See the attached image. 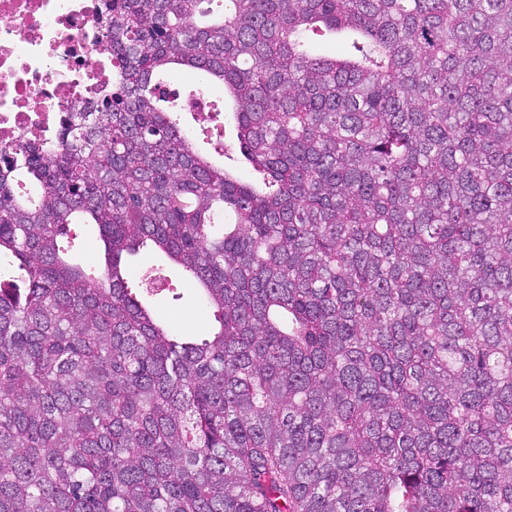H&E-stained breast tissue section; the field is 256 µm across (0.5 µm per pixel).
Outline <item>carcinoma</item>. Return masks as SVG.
<instances>
[{
    "label": "carcinoma",
    "instance_id": "cac0c4a2",
    "mask_svg": "<svg viewBox=\"0 0 512 512\" xmlns=\"http://www.w3.org/2000/svg\"><path fill=\"white\" fill-rule=\"evenodd\" d=\"M96 24L112 98L0 166V512H512V0H111ZM174 66L233 99L263 187L159 111ZM78 221L96 279L61 245ZM146 241L210 338L129 290ZM69 236V254L78 262L98 259L103 262V243L94 224H73Z\"/></svg>",
    "mask_w": 512,
    "mask_h": 512
}]
</instances>
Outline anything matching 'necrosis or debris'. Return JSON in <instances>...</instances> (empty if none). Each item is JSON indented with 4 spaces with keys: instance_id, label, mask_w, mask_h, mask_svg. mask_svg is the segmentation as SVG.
<instances>
[{
    "instance_id": "1",
    "label": "necrosis or debris",
    "mask_w": 512,
    "mask_h": 512,
    "mask_svg": "<svg viewBox=\"0 0 512 512\" xmlns=\"http://www.w3.org/2000/svg\"><path fill=\"white\" fill-rule=\"evenodd\" d=\"M106 0H0V153L56 143L70 112L112 92V53L95 23Z\"/></svg>"
}]
</instances>
